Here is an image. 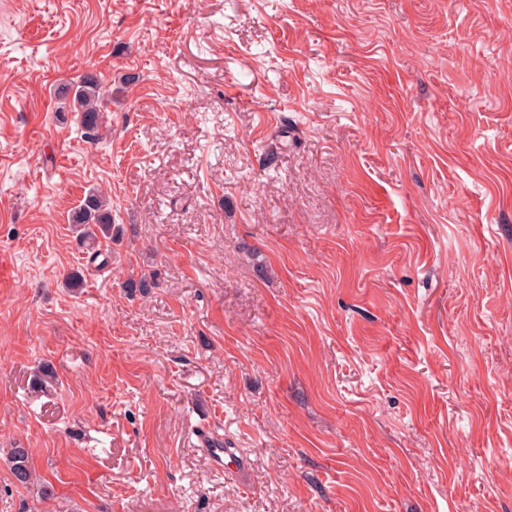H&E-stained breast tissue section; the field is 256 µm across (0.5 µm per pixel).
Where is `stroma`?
<instances>
[{"mask_svg":"<svg viewBox=\"0 0 512 512\" xmlns=\"http://www.w3.org/2000/svg\"><path fill=\"white\" fill-rule=\"evenodd\" d=\"M510 27L512 0H0V512H512ZM88 70L92 141L56 94ZM92 187L106 264L69 222ZM199 441L200 450L213 469L241 473L248 468V460L242 455H237L234 448H225L223 439L201 435Z\"/></svg>","mask_w":512,"mask_h":512,"instance_id":"obj_1","label":"stroma"}]
</instances>
